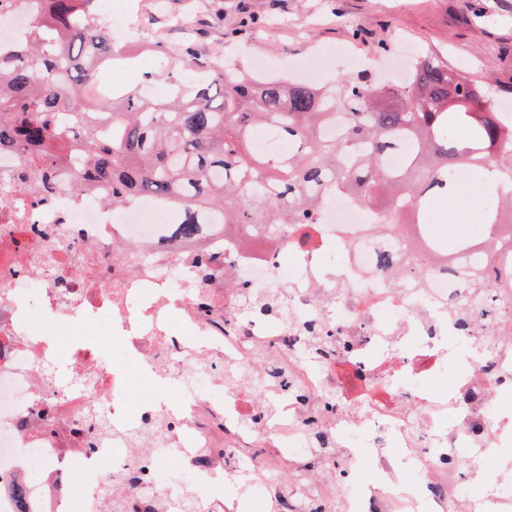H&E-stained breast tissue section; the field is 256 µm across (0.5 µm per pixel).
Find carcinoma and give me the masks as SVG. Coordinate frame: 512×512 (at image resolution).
I'll return each instance as SVG.
<instances>
[{"label":"carcinoma","mask_w":512,"mask_h":512,"mask_svg":"<svg viewBox=\"0 0 512 512\" xmlns=\"http://www.w3.org/2000/svg\"><path fill=\"white\" fill-rule=\"evenodd\" d=\"M42 14L16 45L0 44V148L27 156L45 191L56 170L80 173L75 189L105 187L112 211L142 197L180 208L174 238L226 224H317L331 197L375 209V223L399 230L430 205L429 186L452 190L467 169L496 172L500 189L485 212L490 231L512 225V113L485 112V82L426 50L398 87L365 76L323 85L241 70L174 47L166 59L194 69L189 82L147 100L129 85L110 105H77L79 90L112 63L115 35L99 21L101 0H38ZM73 123L62 155L51 142L63 116ZM341 120L326 138L322 127ZM402 137L413 153L388 173L383 158ZM512 252L491 251L483 274L497 278ZM512 304L499 295L479 321Z\"/></svg>","instance_id":"1"}]
</instances>
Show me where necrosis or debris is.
Listing matches in <instances>:
<instances>
[{
    "mask_svg": "<svg viewBox=\"0 0 512 512\" xmlns=\"http://www.w3.org/2000/svg\"><path fill=\"white\" fill-rule=\"evenodd\" d=\"M27 168L22 152H0V512H15L19 487L27 512H110L112 498L123 512H228L202 487L320 455L294 386L333 401L327 421L348 464L339 482L307 470L266 485L271 512L332 496L343 512H512V477L498 470L512 434V312L466 325L457 314L467 273L494 247L485 225L459 257L465 276L438 264L388 274L374 256L401 250L399 238L342 197L316 224H213L180 242L169 235L177 209L141 199L113 212L101 191L71 190L66 167L46 194ZM116 245L140 263L110 260ZM204 258L215 270L201 285L172 277ZM270 299L282 316L247 317L245 302ZM310 326L334 337L319 360ZM459 337L480 345L479 360L448 358L445 339ZM272 360L288 379L268 376ZM132 361L185 384L177 407L154 398L129 413ZM451 366L452 394L436 395ZM85 416L104 427L92 443ZM133 425L139 449L125 438ZM174 459L188 477L164 482Z\"/></svg>",
    "mask_w": 512,
    "mask_h": 512,
    "instance_id": "obj_1",
    "label": "necrosis or debris"
}]
</instances>
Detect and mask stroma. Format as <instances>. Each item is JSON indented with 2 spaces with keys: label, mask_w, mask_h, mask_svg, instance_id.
<instances>
[{
  "label": "stroma",
  "mask_w": 512,
  "mask_h": 512,
  "mask_svg": "<svg viewBox=\"0 0 512 512\" xmlns=\"http://www.w3.org/2000/svg\"><path fill=\"white\" fill-rule=\"evenodd\" d=\"M112 10L133 19L118 33L123 80H144L159 95L162 56L139 50V37L181 42L175 21L187 17L198 26L200 58L245 67L257 60L301 77L320 56L324 67L312 79L321 83L361 69L395 82L411 52L425 47L449 66L490 78L488 103L512 110V0H112ZM249 17L254 29L238 34Z\"/></svg>",
  "instance_id": "35a3bbf8"
}]
</instances>
